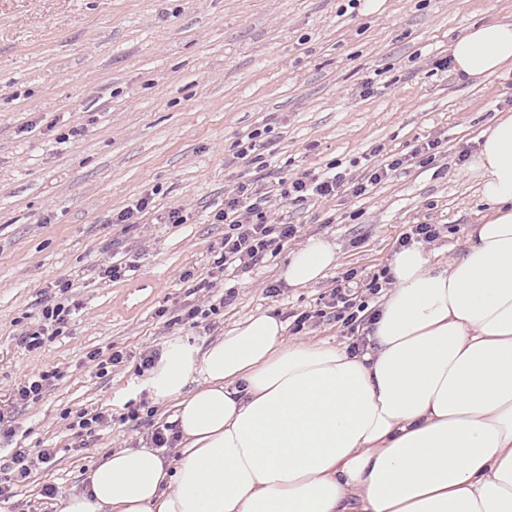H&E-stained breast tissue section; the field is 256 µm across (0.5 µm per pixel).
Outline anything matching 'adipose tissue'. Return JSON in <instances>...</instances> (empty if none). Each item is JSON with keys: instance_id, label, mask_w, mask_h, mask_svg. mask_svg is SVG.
<instances>
[{"instance_id": "1", "label": "adipose tissue", "mask_w": 512, "mask_h": 512, "mask_svg": "<svg viewBox=\"0 0 512 512\" xmlns=\"http://www.w3.org/2000/svg\"><path fill=\"white\" fill-rule=\"evenodd\" d=\"M451 56L464 81L504 72L512 22L467 27ZM471 171L487 213L448 262L393 253L362 350L286 343L270 313L202 349L172 341L147 387L174 404L177 456L113 451L59 512H512V114ZM336 265L314 238L283 276Z\"/></svg>"}]
</instances>
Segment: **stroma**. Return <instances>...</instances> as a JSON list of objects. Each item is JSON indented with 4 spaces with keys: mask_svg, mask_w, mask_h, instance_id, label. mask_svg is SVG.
<instances>
[{
    "mask_svg": "<svg viewBox=\"0 0 512 512\" xmlns=\"http://www.w3.org/2000/svg\"><path fill=\"white\" fill-rule=\"evenodd\" d=\"M496 17L512 21V0H0V412L13 429L0 446L55 451L0 512H58V495L81 490L101 457L166 425L174 407L146 388L142 353L204 346L267 312L288 342L348 346L323 311L346 272L387 269L414 224L440 225L425 246L433 261L457 255L486 211L466 159L494 115L512 113V70L461 83L438 62L466 26ZM252 133L255 151L239 158ZM429 139L440 142L432 159L415 157ZM380 154L406 163L355 195ZM332 165L348 174L336 196L278 206L276 218L302 241L332 242L335 269L290 286L286 245L211 278L225 188L267 191ZM147 194L138 223H117ZM175 210L186 223H169ZM108 261L133 270L109 281ZM63 282L76 306L63 333L21 344ZM209 295L224 298L217 313L173 324ZM300 313L310 319L298 331ZM116 351L123 361L106 372L89 360ZM42 370L51 386L12 403ZM83 411L112 422L81 438L66 417Z\"/></svg>",
    "mask_w": 512,
    "mask_h": 512,
    "instance_id": "1",
    "label": "stroma"
}]
</instances>
